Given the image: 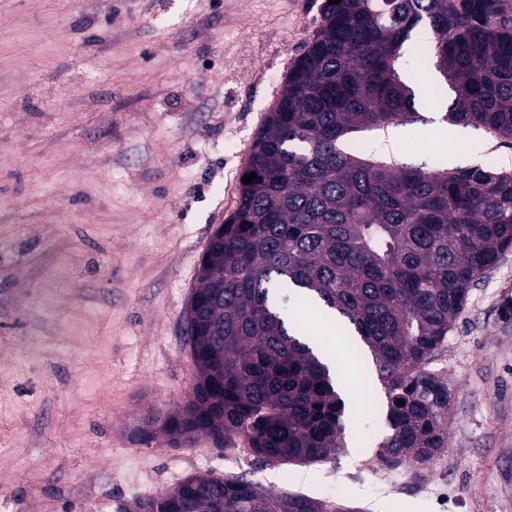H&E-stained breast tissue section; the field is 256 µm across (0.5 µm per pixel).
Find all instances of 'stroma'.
I'll use <instances>...</instances> for the list:
<instances>
[{
  "label": "stroma",
  "instance_id": "1",
  "mask_svg": "<svg viewBox=\"0 0 512 512\" xmlns=\"http://www.w3.org/2000/svg\"><path fill=\"white\" fill-rule=\"evenodd\" d=\"M325 0H0V512H133L193 473L287 481L359 512H512V250L473 286L427 371L448 384V447L365 470L388 434L376 375L335 327L354 447L312 466L242 439L172 445L149 417L198 376L185 317L201 256L238 201L254 136ZM422 120L359 135L400 163H494L512 141Z\"/></svg>",
  "mask_w": 512,
  "mask_h": 512
}]
</instances>
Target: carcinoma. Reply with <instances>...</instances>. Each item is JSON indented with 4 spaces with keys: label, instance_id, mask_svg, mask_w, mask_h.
Instances as JSON below:
<instances>
[{
    "label": "carcinoma",
    "instance_id": "carcinoma-1",
    "mask_svg": "<svg viewBox=\"0 0 512 512\" xmlns=\"http://www.w3.org/2000/svg\"><path fill=\"white\" fill-rule=\"evenodd\" d=\"M429 24L433 40L412 33ZM409 43L436 59L426 87L451 125L512 140V0H340L288 69L250 148L236 209L209 241L186 321L198 370L161 430L245 440L258 460L317 464L346 448L347 393L324 345L287 313L295 293L367 349L391 433L379 456L424 464L446 449L448 385L425 370L470 288L512 249V173L395 166L356 132L419 121ZM454 97L446 100V88ZM403 404H397V401ZM137 512H357L195 473Z\"/></svg>",
    "mask_w": 512,
    "mask_h": 512
}]
</instances>
